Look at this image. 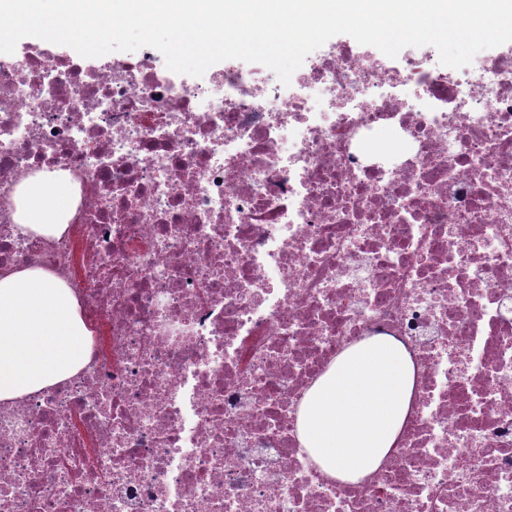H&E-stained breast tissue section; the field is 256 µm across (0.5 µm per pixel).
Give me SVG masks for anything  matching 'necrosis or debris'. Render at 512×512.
I'll use <instances>...</instances> for the list:
<instances>
[{"label":"necrosis or debris","instance_id":"1","mask_svg":"<svg viewBox=\"0 0 512 512\" xmlns=\"http://www.w3.org/2000/svg\"><path fill=\"white\" fill-rule=\"evenodd\" d=\"M165 69L0 59V272L52 274L99 335L0 403V512H512V43L460 69L323 46L287 86ZM44 174L75 201L58 236L15 220ZM375 336L413 399L340 482L298 413Z\"/></svg>","mask_w":512,"mask_h":512}]
</instances>
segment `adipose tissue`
I'll use <instances>...</instances> for the list:
<instances>
[{
  "label": "adipose tissue",
  "mask_w": 512,
  "mask_h": 512,
  "mask_svg": "<svg viewBox=\"0 0 512 512\" xmlns=\"http://www.w3.org/2000/svg\"><path fill=\"white\" fill-rule=\"evenodd\" d=\"M71 208L68 184L46 176L21 191L24 228L57 235ZM90 332L65 283L39 268L0 277V401L48 388L87 363ZM415 367L388 340L351 346L306 393L299 439L314 462L340 481L374 471L395 447L413 396Z\"/></svg>",
  "instance_id": "obj_1"
}]
</instances>
